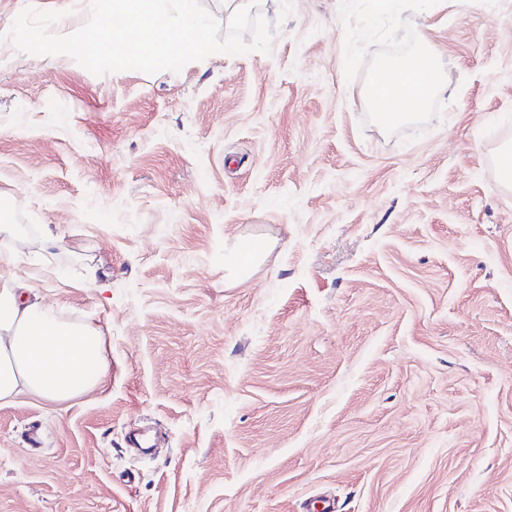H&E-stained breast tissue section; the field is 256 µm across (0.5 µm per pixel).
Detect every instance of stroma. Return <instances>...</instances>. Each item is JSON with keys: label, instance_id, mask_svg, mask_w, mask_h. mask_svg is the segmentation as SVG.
Instances as JSON below:
<instances>
[{"label": "stroma", "instance_id": "stroma-1", "mask_svg": "<svg viewBox=\"0 0 512 512\" xmlns=\"http://www.w3.org/2000/svg\"><path fill=\"white\" fill-rule=\"evenodd\" d=\"M63 1L66 35L90 0H0V40ZM293 3L255 8L271 54L177 73L0 57V254L112 360L0 404V512H512V0L405 12L448 84L407 142L339 0Z\"/></svg>", "mask_w": 512, "mask_h": 512}]
</instances>
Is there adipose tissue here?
Masks as SVG:
<instances>
[{
	"instance_id": "obj_1",
	"label": "adipose tissue",
	"mask_w": 512,
	"mask_h": 512,
	"mask_svg": "<svg viewBox=\"0 0 512 512\" xmlns=\"http://www.w3.org/2000/svg\"><path fill=\"white\" fill-rule=\"evenodd\" d=\"M16 277L0 284V404L23 393L65 402L104 385L111 361L103 332L26 300Z\"/></svg>"
}]
</instances>
